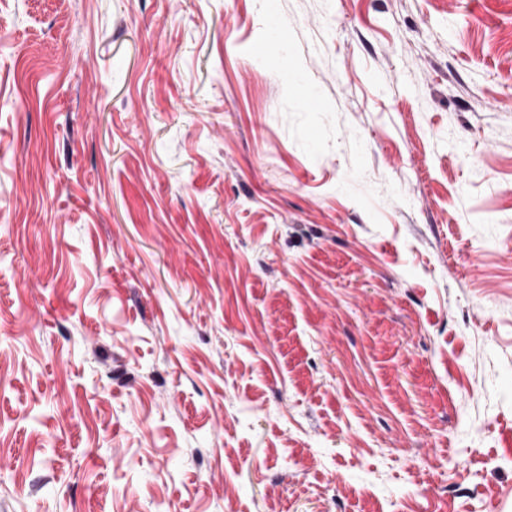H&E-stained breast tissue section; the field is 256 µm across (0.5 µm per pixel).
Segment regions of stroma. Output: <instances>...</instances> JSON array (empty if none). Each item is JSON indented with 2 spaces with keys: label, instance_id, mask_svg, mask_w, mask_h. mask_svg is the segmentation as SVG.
<instances>
[{
  "label": "stroma",
  "instance_id": "1",
  "mask_svg": "<svg viewBox=\"0 0 512 512\" xmlns=\"http://www.w3.org/2000/svg\"><path fill=\"white\" fill-rule=\"evenodd\" d=\"M0 29V512H512V0Z\"/></svg>",
  "mask_w": 512,
  "mask_h": 512
}]
</instances>
